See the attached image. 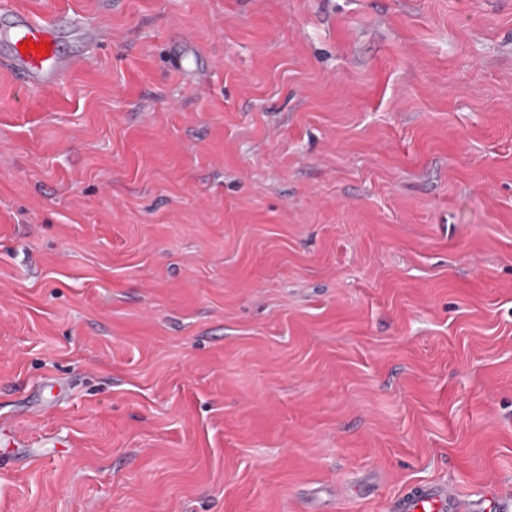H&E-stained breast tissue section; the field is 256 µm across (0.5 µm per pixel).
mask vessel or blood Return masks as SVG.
Here are the masks:
<instances>
[{"label": "vessel or blood", "mask_w": 512, "mask_h": 512, "mask_svg": "<svg viewBox=\"0 0 512 512\" xmlns=\"http://www.w3.org/2000/svg\"><path fill=\"white\" fill-rule=\"evenodd\" d=\"M0 19L5 22L0 30V67L31 86L55 85L62 72L86 62L88 55L84 52L60 54L61 27L76 28L84 43L91 46L97 45L100 39L95 26L70 18L63 22L38 21L14 7L12 0H0ZM24 42L35 44V51L21 50ZM472 509L470 500L458 490L427 484L398 498L393 512H472Z\"/></svg>", "instance_id": "vessel-or-blood-1"}]
</instances>
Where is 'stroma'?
I'll return each instance as SVG.
<instances>
[{"mask_svg": "<svg viewBox=\"0 0 512 512\" xmlns=\"http://www.w3.org/2000/svg\"><path fill=\"white\" fill-rule=\"evenodd\" d=\"M0 512L512 496V0H14ZM5 25L0 32L2 51L0 67L6 68L24 83L45 87L57 83L58 76L65 71H71L82 66L88 59V52H78L71 55H61L58 50L60 27L64 22L68 28L77 27L79 35L86 45L92 48L98 44L100 31L96 26L69 17L53 21H37L32 16L22 13L13 6V2H0V16ZM21 42L34 43L35 46L47 43L48 52H35L28 48L29 53L21 50Z\"/></svg>", "mask_w": 512, "mask_h": 512, "instance_id": "obj_1", "label": "stroma"}]
</instances>
